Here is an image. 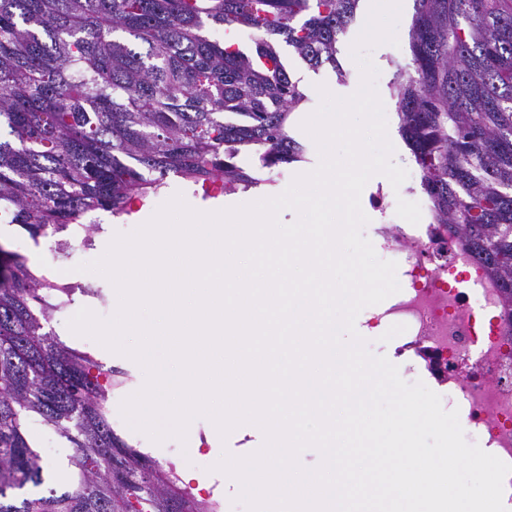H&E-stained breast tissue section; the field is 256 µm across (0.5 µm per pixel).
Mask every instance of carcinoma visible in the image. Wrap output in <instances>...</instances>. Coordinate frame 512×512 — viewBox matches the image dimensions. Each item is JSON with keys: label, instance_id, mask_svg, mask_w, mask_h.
<instances>
[{"label": "carcinoma", "instance_id": "cac0c4a2", "mask_svg": "<svg viewBox=\"0 0 512 512\" xmlns=\"http://www.w3.org/2000/svg\"><path fill=\"white\" fill-rule=\"evenodd\" d=\"M361 0H0V224L73 250L70 227L129 216L174 176L224 193L303 159L309 101L285 44L345 73ZM410 62L390 84L435 224H453L498 279L512 322V0H413ZM244 29L245 52L216 32ZM90 286L61 285L0 246V512H203L112 430V367L46 330ZM70 444L66 490L34 425Z\"/></svg>", "mask_w": 512, "mask_h": 512}]
</instances>
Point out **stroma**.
I'll use <instances>...</instances> for the list:
<instances>
[{"instance_id": "1", "label": "stroma", "mask_w": 512, "mask_h": 512, "mask_svg": "<svg viewBox=\"0 0 512 512\" xmlns=\"http://www.w3.org/2000/svg\"><path fill=\"white\" fill-rule=\"evenodd\" d=\"M413 14V0H401L396 44L383 43L368 52L370 59L380 62L378 71L381 83L377 92L382 97H390L389 83L397 67L410 59L409 30ZM177 194L182 195L190 207L202 212L221 210L228 203L239 206L254 200L253 194L249 192L207 198L202 192L188 187L175 177L171 179L165 196L157 197L146 205V212H155L164 204L166 197ZM0 245L28 257L39 255L45 264L54 261V238L33 239L23 230L9 224L0 226ZM112 368L119 381L118 386L112 390V429L131 450L140 454L142 463L149 468L157 466L173 471L177 486L185 490L199 506L206 508L207 512H225L229 506L233 507L234 512H247L246 506L237 501V493L228 485L225 474L215 471L213 465L223 454L236 456L258 446L259 440L250 428H242L223 438L217 434L214 424L208 418L199 417L189 427L186 441L170 437L162 443H155L145 434L131 428L119 410L122 400L136 393L144 384L138 364L121 355L113 357Z\"/></svg>"}]
</instances>
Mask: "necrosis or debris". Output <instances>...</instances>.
Returning a JSON list of instances; mask_svg holds the SVG:
<instances>
[{"label": "necrosis or debris", "instance_id": "4bbe7bcc", "mask_svg": "<svg viewBox=\"0 0 512 512\" xmlns=\"http://www.w3.org/2000/svg\"><path fill=\"white\" fill-rule=\"evenodd\" d=\"M361 207L380 215L364 235L379 259L396 263L400 284L360 311L362 325L397 329L396 358L425 370L443 408L458 409L487 453L512 465V323L501 316L498 282L453 225L432 222L427 198L404 205L380 184Z\"/></svg>", "mask_w": 512, "mask_h": 512}]
</instances>
